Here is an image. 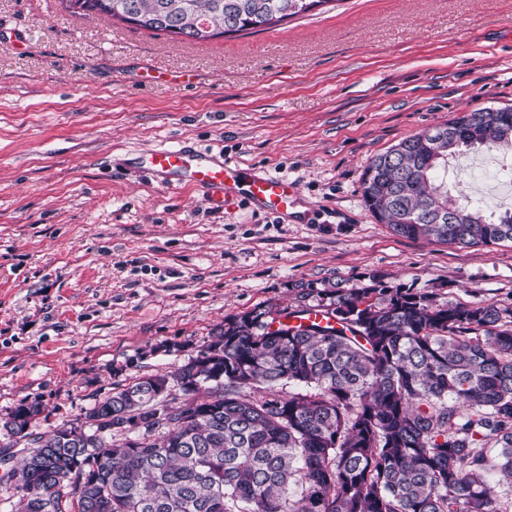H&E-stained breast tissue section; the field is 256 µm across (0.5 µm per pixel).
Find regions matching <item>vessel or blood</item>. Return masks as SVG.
Masks as SVG:
<instances>
[{
	"mask_svg": "<svg viewBox=\"0 0 512 512\" xmlns=\"http://www.w3.org/2000/svg\"><path fill=\"white\" fill-rule=\"evenodd\" d=\"M147 172L166 186L188 185L201 190L215 208L244 198L256 209L285 216L295 209L298 189L293 181L271 174H253L224 155L182 144L155 149L142 159Z\"/></svg>",
	"mask_w": 512,
	"mask_h": 512,
	"instance_id": "obj_1",
	"label": "vessel or blood"
}]
</instances>
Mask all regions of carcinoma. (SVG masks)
Listing matches in <instances>:
<instances>
[{
    "label": "carcinoma",
    "mask_w": 512,
    "mask_h": 512,
    "mask_svg": "<svg viewBox=\"0 0 512 512\" xmlns=\"http://www.w3.org/2000/svg\"><path fill=\"white\" fill-rule=\"evenodd\" d=\"M86 15L205 41L251 34L333 0H67ZM512 150V107L463 112L367 164L365 207L395 234L458 247L512 242L436 179L463 150ZM295 286L294 304L228 317L173 372L119 384L85 415L0 450L10 512H512V307L423 288ZM319 310L328 324L282 319ZM166 390L153 399L154 387ZM182 406L168 423L156 406ZM143 426L131 430V422ZM496 448V455L490 450Z\"/></svg>",
    "instance_id": "cac0c4a2"
}]
</instances>
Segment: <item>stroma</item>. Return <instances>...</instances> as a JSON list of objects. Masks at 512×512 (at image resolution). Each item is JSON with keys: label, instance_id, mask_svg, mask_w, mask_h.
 Here are the masks:
<instances>
[{"label": "stroma", "instance_id": "obj_1", "mask_svg": "<svg viewBox=\"0 0 512 512\" xmlns=\"http://www.w3.org/2000/svg\"><path fill=\"white\" fill-rule=\"evenodd\" d=\"M42 2L0 0V441L19 405L48 435L296 283L512 306L511 242L398 236L362 199L404 138L512 106V0H331L201 43ZM184 141L294 181L293 217L161 188L140 158Z\"/></svg>", "mask_w": 512, "mask_h": 512}]
</instances>
